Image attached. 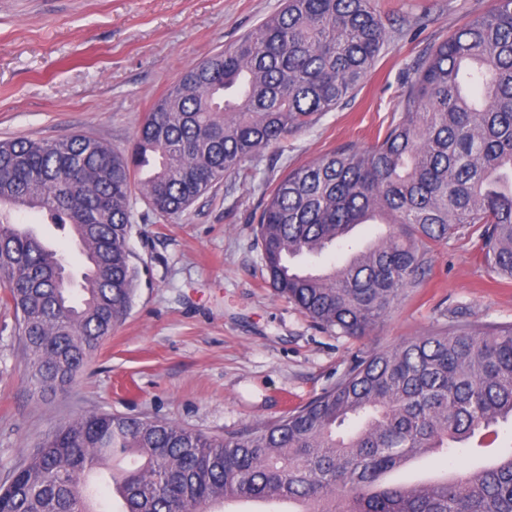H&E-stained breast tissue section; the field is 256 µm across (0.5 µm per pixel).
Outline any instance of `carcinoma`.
Here are the masks:
<instances>
[{
	"label": "carcinoma",
	"mask_w": 512,
	"mask_h": 512,
	"mask_svg": "<svg viewBox=\"0 0 512 512\" xmlns=\"http://www.w3.org/2000/svg\"><path fill=\"white\" fill-rule=\"evenodd\" d=\"M388 36L370 0H286L235 45L188 67L126 152L81 134L0 141V298L15 311L34 390L67 391L124 319L135 286L131 186L183 212L261 151L359 87ZM30 213L25 223L19 215ZM374 214L385 236L362 248ZM481 226L487 270L512 279V0L433 46L401 112L365 151L292 169L257 220L270 286L323 329L361 338L419 281L426 245ZM80 236L81 270L57 238ZM349 253L315 272L290 261ZM512 423V324L455 322L354 360L279 419L222 438L162 420L81 415L0 486V512H105L87 481L122 487L114 512H211L283 499L298 512H512V453L450 482L388 485L422 455Z\"/></svg>",
	"instance_id": "1"
}]
</instances>
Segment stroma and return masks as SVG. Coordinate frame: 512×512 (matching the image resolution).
Returning <instances> with one entry per match:
<instances>
[{
    "instance_id": "35a3bbf8",
    "label": "stroma",
    "mask_w": 512,
    "mask_h": 512,
    "mask_svg": "<svg viewBox=\"0 0 512 512\" xmlns=\"http://www.w3.org/2000/svg\"><path fill=\"white\" fill-rule=\"evenodd\" d=\"M389 37L360 88L306 129L265 149L170 217L131 196L137 271L123 322L62 394H34L12 308L0 304V485L53 429L99 412L221 436L268 423L333 385L354 356L461 318L512 323V282L493 279L465 227L431 245L424 275L361 339L316 326L270 288L256 222L288 171L331 151L370 149L400 113L430 48L495 0H371ZM283 0H0V139L72 133L126 149L153 105L190 65L235 44ZM458 445L392 474L420 483L468 471L512 448Z\"/></svg>"
}]
</instances>
